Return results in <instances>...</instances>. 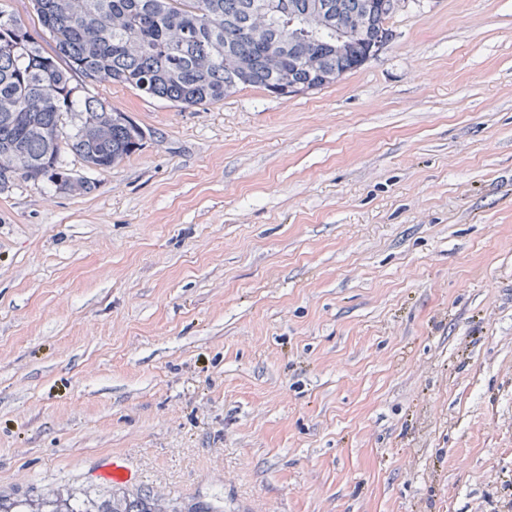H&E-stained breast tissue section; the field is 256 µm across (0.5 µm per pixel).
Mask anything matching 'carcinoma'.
Instances as JSON below:
<instances>
[{
  "mask_svg": "<svg viewBox=\"0 0 512 512\" xmlns=\"http://www.w3.org/2000/svg\"><path fill=\"white\" fill-rule=\"evenodd\" d=\"M256 0H31L41 29L52 37V53L13 15L0 9V160L19 167L0 171V192L22 175L69 192L55 176L69 171L64 155L84 168L107 171L144 145L146 131L129 115L86 91L107 81L183 108L221 102L244 87L276 94L289 86L324 87L328 73L364 65L360 50H336L327 31L310 43L300 34L288 42V12L317 3L347 16L365 0H276V11L255 14ZM392 11L370 14L360 35L368 48L389 38ZM83 77L74 82V76ZM146 495L68 499L32 507L20 500L0 512H219L216 508L151 507Z\"/></svg>",
  "mask_w": 512,
  "mask_h": 512,
  "instance_id": "1",
  "label": "carcinoma"
}]
</instances>
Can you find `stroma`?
Listing matches in <instances>:
<instances>
[{
	"label": "stroma",
	"mask_w": 512,
	"mask_h": 512,
	"mask_svg": "<svg viewBox=\"0 0 512 512\" xmlns=\"http://www.w3.org/2000/svg\"><path fill=\"white\" fill-rule=\"evenodd\" d=\"M309 93L184 109L88 194L0 193V498L512 512V0H398Z\"/></svg>",
	"instance_id": "stroma-1"
}]
</instances>
